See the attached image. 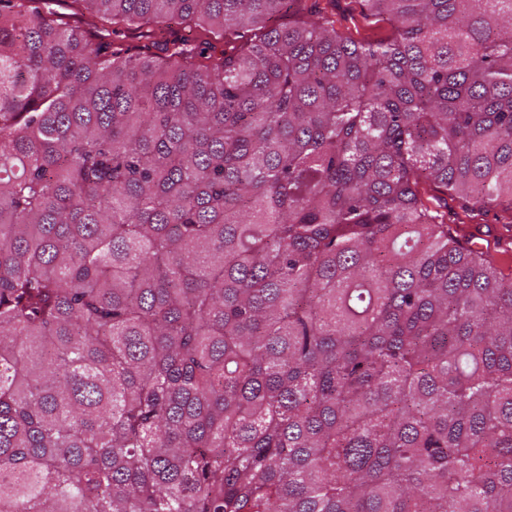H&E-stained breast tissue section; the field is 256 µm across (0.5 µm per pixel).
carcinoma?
<instances>
[{
  "label": "carcinoma",
  "instance_id": "cac0c4a2",
  "mask_svg": "<svg viewBox=\"0 0 512 512\" xmlns=\"http://www.w3.org/2000/svg\"><path fill=\"white\" fill-rule=\"evenodd\" d=\"M73 2L0 0V512H512V266L440 211L512 207V0ZM360 0H337L336 2V28L343 34L352 38H359L361 34L370 33L374 38H383L392 34V26L388 22H379L367 29L366 22L361 14ZM368 30V31H366Z\"/></svg>",
  "mask_w": 512,
  "mask_h": 512
}]
</instances>
